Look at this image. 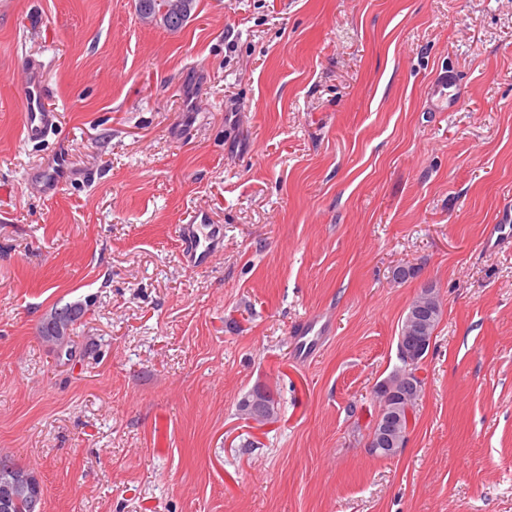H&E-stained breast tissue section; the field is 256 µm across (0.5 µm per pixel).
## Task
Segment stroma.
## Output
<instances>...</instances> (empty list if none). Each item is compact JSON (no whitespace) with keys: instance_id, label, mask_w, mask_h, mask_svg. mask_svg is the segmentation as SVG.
Returning <instances> with one entry per match:
<instances>
[{"instance_id":"35a3bbf8","label":"stroma","mask_w":512,"mask_h":512,"mask_svg":"<svg viewBox=\"0 0 512 512\" xmlns=\"http://www.w3.org/2000/svg\"><path fill=\"white\" fill-rule=\"evenodd\" d=\"M442 72L461 101L431 112ZM196 211L224 228L197 269ZM509 213L512 0H196L175 32L135 0H0V456L39 512H512ZM428 286L423 392L379 458L374 387ZM65 303L68 361L38 334ZM260 386L264 426L238 410ZM45 74L36 67L22 70L23 107L25 112V134L28 139L41 137L54 124L52 112L44 106ZM415 304H421L424 306L425 310L428 312V316L426 318L425 322V331L424 336H428L430 343L433 339L434 332L437 328V325L439 324L440 318H441V306L439 299L437 297V294L433 291L432 288H425L422 289L420 294L416 296V298L412 301L410 304L408 311L405 315V318L402 322L400 334L405 335L408 329L410 328V325L408 324V316L410 323L412 324V328L415 330L419 329V321H420V313L417 311H411L409 313V310L411 307ZM409 314V315H408ZM323 325L318 326V321H306L298 330L297 336H294L295 352L300 356L312 355L321 339Z\"/></svg>"}]
</instances>
